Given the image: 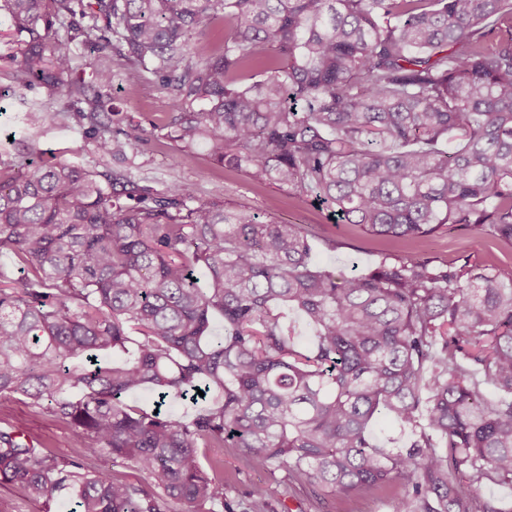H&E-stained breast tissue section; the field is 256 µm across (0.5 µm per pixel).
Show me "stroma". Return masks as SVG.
I'll use <instances>...</instances> for the list:
<instances>
[{"instance_id": "obj_1", "label": "stroma", "mask_w": 512, "mask_h": 512, "mask_svg": "<svg viewBox=\"0 0 512 512\" xmlns=\"http://www.w3.org/2000/svg\"><path fill=\"white\" fill-rule=\"evenodd\" d=\"M64 46L73 58V76L84 82L88 98L100 100L104 109L112 110L113 121L135 117L152 129V136L136 156L100 157L88 133L89 120L70 108L66 99L49 97L39 88L23 89L0 103L1 168L21 160L17 142L23 138L49 157L68 159L106 174L115 169L130 171L141 185L160 189L181 184L189 187L196 198L243 206L264 219L313 228L319 236L314 249L315 262L344 275L373 266L383 252L402 256L418 252L451 262L468 254L484 263L512 261V248L494 242L476 245L470 234L460 230L418 246L404 240L374 238L355 226L330 222L327 210L312 203L310 198L288 194L273 184H254L243 172L213 164L206 154L184 160L160 131L170 111L166 93L151 74L136 71L124 47L113 45L97 51L81 37L65 41ZM101 72L111 74V85L98 83L96 76ZM45 101L54 109L64 111V118L55 123H27L26 113L37 111L39 103ZM18 421L24 423L32 437L57 454L64 457L79 454L68 426L19 399H0V428ZM199 454L202 464L217 461L223 465L227 502L244 501L271 481L267 471L246 462L240 449L203 448ZM401 493V487L393 485L380 491L328 495L312 483L285 484L279 496L270 501L269 512H392L390 502Z\"/></svg>"}]
</instances>
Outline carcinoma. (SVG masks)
I'll return each mask as SVG.
<instances>
[{"label":"carcinoma","mask_w":512,"mask_h":512,"mask_svg":"<svg viewBox=\"0 0 512 512\" xmlns=\"http://www.w3.org/2000/svg\"><path fill=\"white\" fill-rule=\"evenodd\" d=\"M0 12L22 88L83 101L58 31L78 15L89 25L75 33L126 46L155 76L183 158L202 145L370 236L420 244L460 227L512 244V0H0ZM87 118L103 156L148 136L131 118ZM3 251L20 276L0 267V398L48 412L84 449L59 457L20 421L0 429V485L27 499L215 512L224 472L198 452L226 446L330 494L397 484L392 512H509L481 488L512 486V264L385 254L346 277L313 262L301 224L30 156L0 168ZM143 390L150 409L130 401ZM171 398L193 418L164 410ZM381 415L404 447L375 440ZM280 486L243 512H267Z\"/></svg>","instance_id":"carcinoma-1"}]
</instances>
